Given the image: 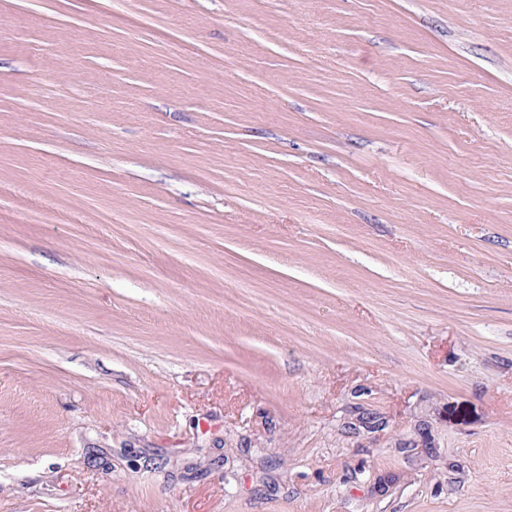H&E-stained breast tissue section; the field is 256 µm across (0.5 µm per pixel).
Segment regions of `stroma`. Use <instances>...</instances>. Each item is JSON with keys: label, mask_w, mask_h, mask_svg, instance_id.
Listing matches in <instances>:
<instances>
[{"label": "stroma", "mask_w": 512, "mask_h": 512, "mask_svg": "<svg viewBox=\"0 0 512 512\" xmlns=\"http://www.w3.org/2000/svg\"><path fill=\"white\" fill-rule=\"evenodd\" d=\"M0 512H512V0H0Z\"/></svg>", "instance_id": "stroma-1"}]
</instances>
